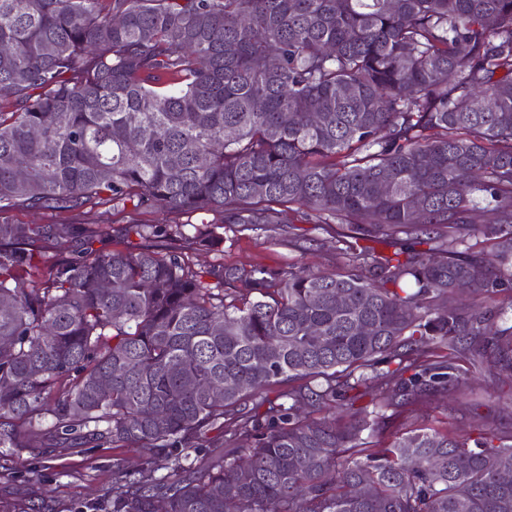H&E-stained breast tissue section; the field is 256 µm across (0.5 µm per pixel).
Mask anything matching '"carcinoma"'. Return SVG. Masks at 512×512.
<instances>
[{
  "instance_id": "1",
  "label": "carcinoma",
  "mask_w": 512,
  "mask_h": 512,
  "mask_svg": "<svg viewBox=\"0 0 512 512\" xmlns=\"http://www.w3.org/2000/svg\"><path fill=\"white\" fill-rule=\"evenodd\" d=\"M0 45V448L49 421L144 451L77 512H512V436L363 437L471 387L459 345L512 379V0H0ZM106 204L242 236L296 210L348 263L8 217ZM135 219L143 224H182L187 222L201 223L203 219L212 220V215L197 214L192 217H187L183 214H163L160 212H144L136 215Z\"/></svg>"
}]
</instances>
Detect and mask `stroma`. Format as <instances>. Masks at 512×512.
<instances>
[{"mask_svg": "<svg viewBox=\"0 0 512 512\" xmlns=\"http://www.w3.org/2000/svg\"><path fill=\"white\" fill-rule=\"evenodd\" d=\"M14 220L28 224H56L62 221L92 224L97 229V245L108 250L125 240L124 214L92 212L89 214H34L22 210L11 213ZM224 237L220 253L196 251L190 245L182 250L197 265L255 264L270 267H311L335 269L341 258L327 235L302 214L289 211L281 223L272 224L242 237L233 225H218ZM478 393L474 396L451 395L440 401L419 404L412 421L417 426L450 429L460 437L486 430L501 436L512 435V382L487 370L476 372ZM39 443L55 448L61 455L62 468L46 467L43 459L32 453H17L0 448V512H73L74 508L102 495L112 487L115 462L135 468L142 462L140 452L109 446L70 447L51 429L37 437Z\"/></svg>", "mask_w": 512, "mask_h": 512, "instance_id": "1", "label": "stroma"}]
</instances>
